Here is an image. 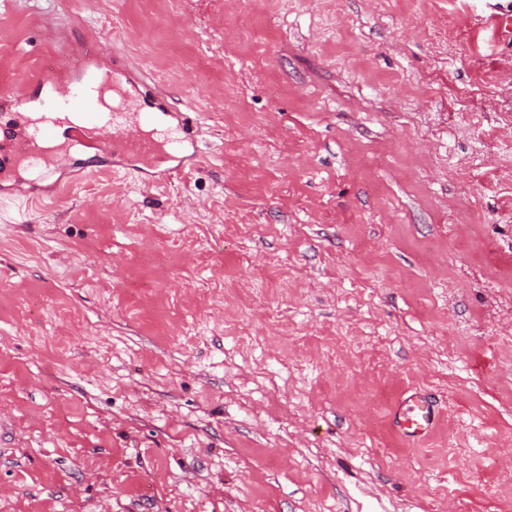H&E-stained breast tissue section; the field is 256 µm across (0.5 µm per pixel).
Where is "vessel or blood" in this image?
Returning <instances> with one entry per match:
<instances>
[{"instance_id": "1", "label": "vessel or blood", "mask_w": 512, "mask_h": 512, "mask_svg": "<svg viewBox=\"0 0 512 512\" xmlns=\"http://www.w3.org/2000/svg\"><path fill=\"white\" fill-rule=\"evenodd\" d=\"M116 65V60L108 54L97 50L88 53L79 68L82 89L73 92L66 85H54L52 96L43 101V111L35 119L27 113L26 88L11 90L16 111L12 135L0 139V172L24 161L48 160L54 151L62 116L69 112L80 116L79 124L69 127L71 141L100 152L151 154L155 143L145 135L144 128L148 125L175 131L176 146H195L197 125L189 113L169 109L142 111L141 103L149 90L147 83H138L119 106H107L104 99L107 83L102 79V71ZM437 416L435 405L416 388L406 390L390 412L394 430L414 444L429 437Z\"/></svg>"}]
</instances>
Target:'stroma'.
Segmentation results:
<instances>
[{
	"instance_id": "35a3bbf8",
	"label": "stroma",
	"mask_w": 512,
	"mask_h": 512,
	"mask_svg": "<svg viewBox=\"0 0 512 512\" xmlns=\"http://www.w3.org/2000/svg\"><path fill=\"white\" fill-rule=\"evenodd\" d=\"M499 12L0 0V130L100 45L203 155L70 150L53 199L0 175V512H512ZM409 387L441 407L411 447Z\"/></svg>"
}]
</instances>
